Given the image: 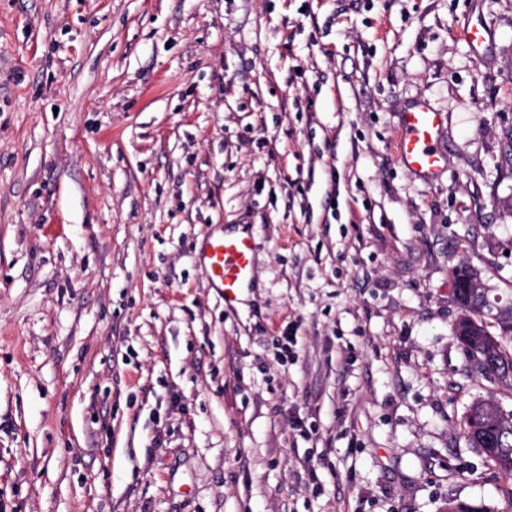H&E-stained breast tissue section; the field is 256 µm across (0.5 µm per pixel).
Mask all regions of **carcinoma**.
I'll list each match as a JSON object with an SVG mask.
<instances>
[{
  "label": "carcinoma",
  "mask_w": 512,
  "mask_h": 512,
  "mask_svg": "<svg viewBox=\"0 0 512 512\" xmlns=\"http://www.w3.org/2000/svg\"><path fill=\"white\" fill-rule=\"evenodd\" d=\"M467 274L475 287L456 300L461 314L456 325L469 328L467 347L470 370L490 382L512 389V296H490L478 270L464 263L451 269L454 277ZM496 327L494 334L490 328ZM464 429L475 436L473 447L494 467L512 477V412L506 413L489 401L473 403L464 421Z\"/></svg>",
  "instance_id": "1"
}]
</instances>
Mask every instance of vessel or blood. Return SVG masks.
<instances>
[{
  "instance_id": "vessel-or-blood-1",
  "label": "vessel or blood",
  "mask_w": 512,
  "mask_h": 512,
  "mask_svg": "<svg viewBox=\"0 0 512 512\" xmlns=\"http://www.w3.org/2000/svg\"><path fill=\"white\" fill-rule=\"evenodd\" d=\"M445 116L427 101L418 100L398 115L394 152L411 173L437 179L448 166L443 145ZM199 265L210 288L223 295L224 305L236 307L255 281V239L251 230L213 234L205 238L198 253Z\"/></svg>"
}]
</instances>
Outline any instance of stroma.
<instances>
[{"label": "stroma", "instance_id": "35a3bbf8", "mask_svg": "<svg viewBox=\"0 0 512 512\" xmlns=\"http://www.w3.org/2000/svg\"><path fill=\"white\" fill-rule=\"evenodd\" d=\"M511 138L512 0H0V512H507L448 270L512 294ZM444 124V114L426 100H417L399 112L393 149L408 171L427 180H436L446 170ZM199 265L210 288L224 296V306L235 308L255 281V239L249 229L205 238L198 253Z\"/></svg>", "mask_w": 512, "mask_h": 512}]
</instances>
